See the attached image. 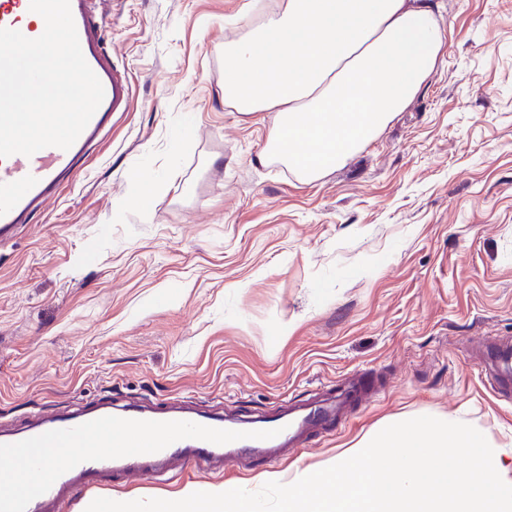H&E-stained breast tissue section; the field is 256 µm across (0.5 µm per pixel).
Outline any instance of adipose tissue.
Wrapping results in <instances>:
<instances>
[{
  "instance_id": "adipose-tissue-1",
  "label": "adipose tissue",
  "mask_w": 512,
  "mask_h": 512,
  "mask_svg": "<svg viewBox=\"0 0 512 512\" xmlns=\"http://www.w3.org/2000/svg\"><path fill=\"white\" fill-rule=\"evenodd\" d=\"M433 0H283L224 44V103L273 112L265 157L312 183L377 138L438 65Z\"/></svg>"
}]
</instances>
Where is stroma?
Returning a JSON list of instances; mask_svg holds the SVG:
<instances>
[{"label": "stroma", "instance_id": "1", "mask_svg": "<svg viewBox=\"0 0 512 512\" xmlns=\"http://www.w3.org/2000/svg\"><path fill=\"white\" fill-rule=\"evenodd\" d=\"M250 0H110L102 36L130 111L0 246V427L108 396L264 415L358 374L384 389L271 465L169 482L260 487L388 421L430 415L512 456V0H442V61L386 131L305 183L262 154L277 115L224 103ZM163 184L150 215L131 174Z\"/></svg>", "mask_w": 512, "mask_h": 512}]
</instances>
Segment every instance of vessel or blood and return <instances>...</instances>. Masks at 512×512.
I'll use <instances>...</instances> for the list:
<instances>
[{
    "mask_svg": "<svg viewBox=\"0 0 512 512\" xmlns=\"http://www.w3.org/2000/svg\"><path fill=\"white\" fill-rule=\"evenodd\" d=\"M96 2L70 0V5L83 56L101 81L104 98L70 148L0 158V240L11 238L25 217L55 196L100 141L111 115L132 105L130 81L103 45ZM29 6L30 0H0V28L39 37L42 30ZM373 392L355 375L335 393L289 403L287 413L275 409L266 419L236 427L206 413L147 414L130 405L116 410L107 398L69 413H46L39 423L0 437V452L17 456L37 474L32 486L0 496V512H61L77 492L111 486L117 478L131 483L155 475L164 481L168 475L158 472L156 462L166 457H184L201 470L229 451L256 452L274 463L284 447H301L311 436L344 425Z\"/></svg>",
    "mask_w": 512,
    "mask_h": 512,
    "instance_id": "1",
    "label": "vessel or blood"
}]
</instances>
